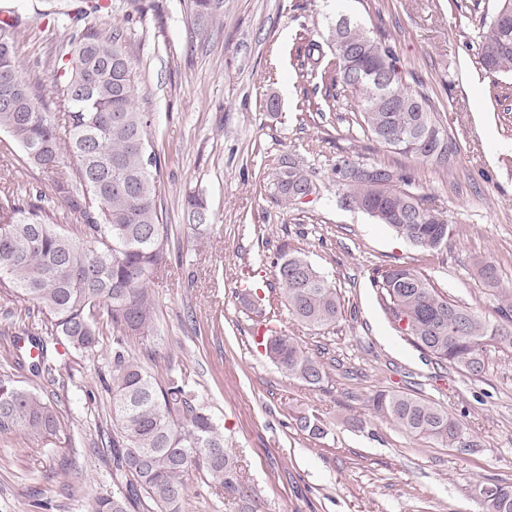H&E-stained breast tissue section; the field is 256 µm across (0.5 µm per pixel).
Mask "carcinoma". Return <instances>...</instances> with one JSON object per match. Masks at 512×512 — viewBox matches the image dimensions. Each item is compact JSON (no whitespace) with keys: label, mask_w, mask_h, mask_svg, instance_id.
Here are the masks:
<instances>
[{"label":"carcinoma","mask_w":512,"mask_h":512,"mask_svg":"<svg viewBox=\"0 0 512 512\" xmlns=\"http://www.w3.org/2000/svg\"><path fill=\"white\" fill-rule=\"evenodd\" d=\"M43 16L69 31L70 48L56 60L53 88L57 112L47 108L41 83L26 79L17 56V23L0 25V131L21 151L19 161L48 175L51 196L62 212L82 224L71 237L57 228L56 214L43 205L46 193L23 198L9 186L0 189V286L31 302L44 315L46 334L80 353L94 355L103 337L112 336V369L106 388L112 393V494L88 502V512H130L141 498L156 512H177L185 494L184 476L196 470L204 481L232 497L248 498L236 457L224 447V432L208 408L198 404L179 376L159 379L125 354L134 338L151 335L156 302L148 288L167 253L169 225L163 223L153 169L158 158L148 138V113L135 106L134 65L122 35H104L87 26L106 11L100 0H80L71 11L52 0ZM224 0H188L195 24L216 19ZM302 65L320 75L322 102L309 97L302 112H326L338 91L351 94L354 118L362 132L398 154L423 163L448 165L451 145L429 97L405 83L399 58L385 39L347 16L328 25L321 41L298 47ZM477 64L489 74L512 71V0H497L478 30ZM384 86H378V77ZM432 128L442 135L440 149L395 145L417 139ZM360 176L346 181V172ZM400 170L376 162L346 158L336 166V186L345 205L367 213L398 236L422 249L448 222L424 206L423 197ZM316 188L307 169L290 157L280 161L273 193L287 206ZM189 225L208 223L204 200L185 203ZM289 314L299 324L321 329L342 318L337 289L299 251L284 247L274 262ZM477 274L493 289L497 272L490 261ZM372 282L386 301L399 332L416 347L469 375L485 369L490 350L512 351V291L501 300V320L444 297L421 272L405 267L375 269ZM37 355L17 354L16 364L35 377L55 371L46 342L28 336ZM267 357L288 376L311 386L323 383V364L298 341L272 332L262 342ZM375 413L415 436L450 447L464 438L460 420L436 402L411 394L380 390L371 398ZM297 430L321 440L326 431L314 414L294 417ZM57 415L40 395L0 377V433L15 429L46 438L56 433ZM487 512H512V484L480 482Z\"/></svg>","instance_id":"carcinoma-1"}]
</instances>
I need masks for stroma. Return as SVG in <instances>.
<instances>
[{
	"label": "stroma",
	"mask_w": 512,
	"mask_h": 512,
	"mask_svg": "<svg viewBox=\"0 0 512 512\" xmlns=\"http://www.w3.org/2000/svg\"><path fill=\"white\" fill-rule=\"evenodd\" d=\"M495 0H349L350 12L385 35L407 82L426 92L457 152L447 167L423 164L363 135L351 98L334 111H299L318 77L302 67V37L321 39L333 0H224L219 23L196 31L185 0H112L98 32L121 31L135 70L139 111L150 113L159 158L156 189L170 226L164 268L149 286L157 331L127 352L153 375L183 374L195 399L224 427V444L252 487L250 499L225 496L198 473L185 476L179 512H486L474 485L512 484V353L490 351L481 375L437 365L397 331L371 278L407 266L449 299L497 319L500 301L476 274L494 263L500 289H512V75L475 62L481 17ZM44 0H0L23 34L17 55L53 101L55 58L67 41L48 24ZM279 109L267 111L268 98ZM302 161L318 190L308 203L281 204L272 184L283 156ZM0 131V186L46 189ZM353 158L398 167L426 206L450 227L439 248L419 249L336 191L337 164ZM202 195L210 224L189 226L183 203ZM299 250L336 287L342 319L314 330L292 319L273 261ZM257 289L260 308L244 307ZM32 303L0 292V376L48 398L55 435L0 434V512H87L112 492V395L103 380L112 341L92 356L59 347L53 378L16 363L15 338L41 331ZM293 336L321 360L313 388L290 378L259 344V326ZM381 390L423 396L455 414L466 444L455 448L412 435L374 414ZM320 416L327 436L309 438L294 418Z\"/></svg>",
	"instance_id": "35a3bbf8"
}]
</instances>
